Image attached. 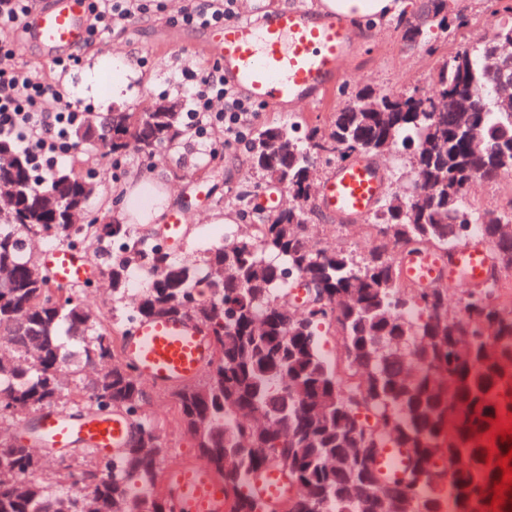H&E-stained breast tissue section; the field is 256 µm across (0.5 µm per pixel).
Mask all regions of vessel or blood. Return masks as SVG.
Returning <instances> with one entry per match:
<instances>
[{"label": "vessel or blood", "instance_id": "1", "mask_svg": "<svg viewBox=\"0 0 512 512\" xmlns=\"http://www.w3.org/2000/svg\"><path fill=\"white\" fill-rule=\"evenodd\" d=\"M86 0H48L25 21L45 49L47 59L58 51L80 45L86 38ZM204 50L224 70V80L252 101L267 105L312 103L325 98L356 42L343 19H318L296 9H284L263 25L236 20L207 30ZM386 190L380 169L368 159L337 166L318 190V204L337 221L367 215ZM47 264L62 283L88 280L95 268L86 253L56 248ZM403 276L416 287L489 279L492 260L486 248L471 243L451 255L423 253L403 261ZM122 356L147 381L184 383L200 376L213 349L205 327L184 317L137 322L125 336ZM42 441L55 448L74 443L90 446L106 459L116 457L130 434L123 414L91 413L72 419L43 413L38 426ZM262 497L287 498V475L270 469L253 478ZM164 489L178 512H224V483L207 466L191 462L169 467Z\"/></svg>", "mask_w": 512, "mask_h": 512}]
</instances>
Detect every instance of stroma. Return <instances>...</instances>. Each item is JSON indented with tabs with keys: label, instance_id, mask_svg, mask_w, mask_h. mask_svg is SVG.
I'll list each match as a JSON object with an SVG mask.
<instances>
[{
	"label": "stroma",
	"instance_id": "obj_1",
	"mask_svg": "<svg viewBox=\"0 0 512 512\" xmlns=\"http://www.w3.org/2000/svg\"><path fill=\"white\" fill-rule=\"evenodd\" d=\"M451 6L461 10L469 19L463 29L448 32L433 31L428 46L407 48L400 38L401 27L397 20H389L378 30L360 32V49L349 62L345 75L337 79L323 101L303 103L295 107L273 108L261 106L250 122L259 128L271 122H296L297 137H304L308 127H328L334 114L342 108L351 93L368 87L379 93H389L408 88L432 91V76L436 66L453 56L461 47L480 44L490 33L496 21L494 0H449ZM184 0H163L164 8L129 23L125 29L115 31L103 49L86 52L85 63H92L101 53L125 51L134 56H147L143 66L145 82L129 84L127 95L118 108L131 111L142 104L160 98L185 103L186 90L177 88L172 81L175 72L198 70L211 63V56L200 52L199 45L206 34L200 28H185L168 23V15L176 13ZM181 150L162 151L153 165H146L141 155L131 152L122 168L115 171L111 183L101 184L88 202L91 214L100 216L110 224L118 210L111 204L110 191L122 187L130 175L150 177L152 172H164L171 192L170 209L186 215L183 239L177 256L192 257L203 254L215 245L233 242L241 233L239 224L223 223L225 211L233 209V197L248 192L250 204L262 201L261 188L253 186L248 178L249 154L246 145H221L219 138L204 142L197 136L181 141ZM218 146L222 158L208 177H199L200 169L209 161L211 146ZM224 197L223 207H216L217 197ZM315 242L321 246L355 254L370 255L378 246L376 237L344 227L328 213L317 212L311 223ZM97 264V270L85 292L88 305L93 308L105 325L111 326L115 341H122L124 324L133 316L131 296L136 286H129L128 295L121 302H114L108 280L104 274L111 264V257L97 244L86 247ZM147 403L145 412L156 424L165 444V466L198 461L199 456L192 438L184 431L177 415L174 390L144 383Z\"/></svg>",
	"mask_w": 512,
	"mask_h": 512
}]
</instances>
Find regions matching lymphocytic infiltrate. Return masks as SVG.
Here are the masks:
<instances>
[{
	"label": "lymphocytic infiltrate",
	"mask_w": 512,
	"mask_h": 512,
	"mask_svg": "<svg viewBox=\"0 0 512 512\" xmlns=\"http://www.w3.org/2000/svg\"><path fill=\"white\" fill-rule=\"evenodd\" d=\"M148 0H87V38L83 46L54 58L48 66L33 68L16 53L22 21L42 0H0V140L11 142L45 170H54L73 150L72 130L85 110L65 93L67 74L83 63L86 49L101 46L113 30L126 28L146 12ZM236 0H186L170 17L175 26L207 28L236 19ZM178 84L190 85L189 114L198 128H223L228 142H243L248 99L224 81L219 63L182 73Z\"/></svg>",
	"instance_id": "lymphocytic-infiltrate-1"
}]
</instances>
